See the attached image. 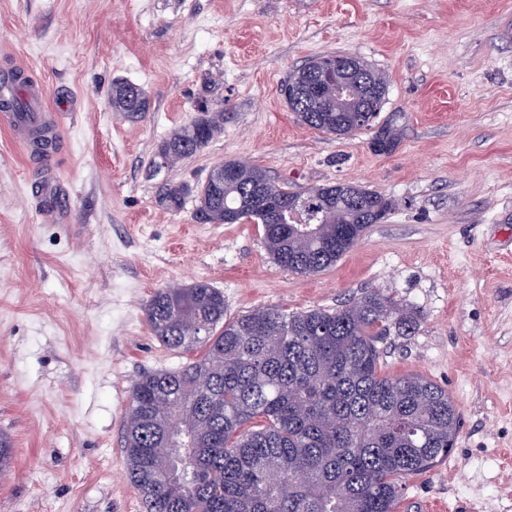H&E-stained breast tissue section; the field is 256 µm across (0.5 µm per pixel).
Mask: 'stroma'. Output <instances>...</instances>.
Returning a JSON list of instances; mask_svg holds the SVG:
<instances>
[{
	"instance_id": "stroma-1",
	"label": "stroma",
	"mask_w": 512,
	"mask_h": 512,
	"mask_svg": "<svg viewBox=\"0 0 512 512\" xmlns=\"http://www.w3.org/2000/svg\"><path fill=\"white\" fill-rule=\"evenodd\" d=\"M332 54L386 75L393 153L289 110L281 83ZM15 69L68 115L47 165L0 126V436L14 449L0 512H143L122 448L130 390L193 359L152 335L144 307L195 281L231 318L371 288L417 308L415 335L384 340L381 372L447 389L462 428L397 512H512V0H0V72ZM120 81L146 92L142 117L112 108ZM202 98L221 133L156 167ZM226 161L292 191L361 185L395 208L334 267L292 274L261 225L160 205Z\"/></svg>"
}]
</instances>
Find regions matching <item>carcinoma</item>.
Returning a JSON list of instances; mask_svg holds the SVG:
<instances>
[{
  "instance_id": "cac0c4a2",
  "label": "carcinoma",
  "mask_w": 512,
  "mask_h": 512,
  "mask_svg": "<svg viewBox=\"0 0 512 512\" xmlns=\"http://www.w3.org/2000/svg\"><path fill=\"white\" fill-rule=\"evenodd\" d=\"M313 61L295 70L283 95L298 121L349 137L370 129L386 101L385 77L374 111L338 112L326 92L295 93ZM0 99L25 111L29 80ZM131 83L112 86V107L136 118L148 110L129 97ZM200 120L175 131L158 157L169 166L207 146L224 113L202 102ZM401 130L391 119L370 146L390 154ZM184 186H169L159 203L182 208ZM195 220L260 224L273 260L293 274L333 267L393 202L346 183L290 192L250 166L222 184L196 189ZM306 203L305 221L283 224L280 207ZM224 296L206 281L155 292L145 306L151 332L168 349L198 353L175 370L134 383L123 424L129 479L146 512H396L408 478L448 458L461 413L448 391L419 375L380 372L383 338L415 334L420 315L390 296L367 290L335 309L288 315L260 308L224 318Z\"/></svg>"
}]
</instances>
